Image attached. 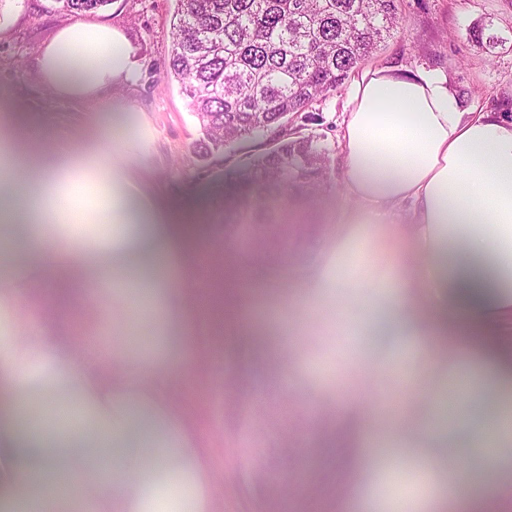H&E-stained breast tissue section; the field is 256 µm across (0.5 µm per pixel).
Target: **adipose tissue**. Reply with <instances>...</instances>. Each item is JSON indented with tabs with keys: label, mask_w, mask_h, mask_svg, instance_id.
Listing matches in <instances>:
<instances>
[{
	"label": "adipose tissue",
	"mask_w": 512,
	"mask_h": 512,
	"mask_svg": "<svg viewBox=\"0 0 512 512\" xmlns=\"http://www.w3.org/2000/svg\"><path fill=\"white\" fill-rule=\"evenodd\" d=\"M36 70L50 101H87L132 83L137 62L124 35L106 26L76 22L60 29L39 51ZM344 192L336 209L346 216L332 247L344 253L406 218L412 252L365 255V263L391 264L402 294L392 327L397 333H446L448 315L466 311L475 322H512V122L490 112L469 116L446 76L436 70L414 75L392 69L366 72L357 81L337 135ZM27 168L33 192L0 177V221L44 224L128 225L120 237L92 246L35 235L24 262L0 251V278H15L21 265L53 272L59 283L116 267L165 261L180 267L186 231L173 212L145 196H114L94 217L74 209L55 190L61 174L110 167L108 157L85 161L45 151L36 143L15 156ZM354 208H347V201ZM436 288V326L417 318L408 289ZM178 353L132 359L127 376L104 374L94 361L76 364L62 337L37 334L25 342L0 336V391L20 395L31 373L50 370L73 378L82 393L81 419L99 447L112 451L92 473L98 512H210L215 487L198 428L169 402ZM467 447L483 449L490 466L512 473L502 451L512 437L484 426L470 432ZM463 461L448 468L432 499L403 501L398 512H430L433 499L467 498Z\"/></svg>",
	"instance_id": "obj_1"
}]
</instances>
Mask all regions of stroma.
Masks as SVG:
<instances>
[{
    "label": "stroma",
    "instance_id": "stroma-1",
    "mask_svg": "<svg viewBox=\"0 0 512 512\" xmlns=\"http://www.w3.org/2000/svg\"><path fill=\"white\" fill-rule=\"evenodd\" d=\"M52 0H0V98L21 100L16 120L29 141L51 152H81L103 143L114 157L112 182L129 194L140 192L176 213L199 217V251L223 259L229 220L242 219L237 247L245 256L264 252L270 266L240 282L255 318L245 332L225 339L221 361L207 354L211 322L195 311L184 334L176 336L186 378L177 380L175 403L187 407L203 431L217 487L214 512H354L359 496L376 512H390L402 496L428 488L421 474L388 457L395 443L414 448L421 428L433 422L445 433L431 449L436 462L453 459L471 425H500L499 412L512 410V392L485 383L480 398L456 388L458 375L471 372V359L426 336L415 341L385 326L394 302L375 297L376 323H367L361 305L366 279L385 276L380 265L349 262L340 272L349 286L330 307L304 315L294 305L309 263L335 233L324 213L343 190L337 133L354 79L293 121L300 135H317L330 169L317 199L303 183L288 193V205L303 221L270 228L271 215L239 208L249 191L241 175L264 153L269 136L225 147L223 155L199 157L201 136L188 100L177 82H166L168 31L175 0H112L84 15L87 23L121 30L140 63L131 86L78 103L49 102L33 71L40 48L69 20ZM402 29L360 65V72L398 68L408 73L434 69L446 75L466 111L512 117V0H402ZM502 43L479 47L470 34L478 25ZM115 110L103 111L104 102ZM176 276L149 266L127 273L91 276L73 288L65 309L23 305L0 317V332L23 336L48 325L67 336L74 349L92 341L111 361L113 348L140 355L163 336L166 293ZM295 382L283 388L285 368ZM447 394L433 402L439 383ZM77 393L67 386L35 387L28 408L13 411L0 400V429L41 428L56 421ZM470 494L499 501L512 512V495L502 496L499 474L479 449L466 458ZM81 471L61 460L54 478L39 486L0 478V512H15L28 495H55L61 512H93L88 495L71 492Z\"/></svg>",
    "mask_w": 512,
    "mask_h": 512
}]
</instances>
